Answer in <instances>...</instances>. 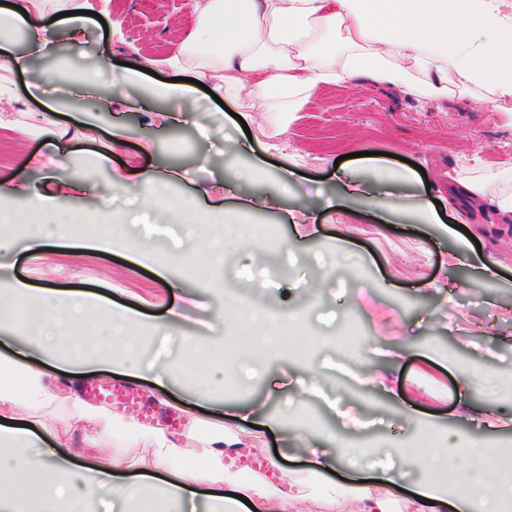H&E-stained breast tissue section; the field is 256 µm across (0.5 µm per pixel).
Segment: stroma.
<instances>
[{"label":"stroma","instance_id":"obj_1","mask_svg":"<svg viewBox=\"0 0 512 512\" xmlns=\"http://www.w3.org/2000/svg\"><path fill=\"white\" fill-rule=\"evenodd\" d=\"M190 9L189 0H116L111 20L124 42L90 23L75 34L63 31L58 53L32 58L26 70L0 67V88L17 95L0 112V124L14 129L0 137V178L25 164L51 169L56 149L68 151L87 181L78 232H108L118 243L109 253L49 248L13 261L0 251V279L94 291L140 311L146 323L167 322L143 338L142 364L160 354L175 359L194 338L231 358L255 357L263 370L212 398L197 396L185 381L163 390L148 374L92 375L82 383L83 400L114 389L112 412L123 407L119 392L134 389L151 419L177 438L223 414L237 435L233 455L284 487L309 466L294 449L300 436L327 456L340 444L359 449L360 471H330L339 484L371 483L386 461L402 464L403 497L429 478L428 460L415 455L425 442L479 439L511 449L512 430L491 432L470 420L488 406L512 416V392L503 385L512 378V226L494 203L512 192V127L477 98L421 105L396 89L365 84L319 90L289 124L247 100L223 108L198 88L181 104L179 124H171L162 112L172 74L162 61ZM106 52L114 62L108 72L97 68ZM127 63L141 71L114 90L113 77ZM104 99L111 102L106 112L99 109ZM55 103L64 132L56 148L38 135L46 106ZM116 123L122 131L114 139ZM145 174L165 181L167 197L194 196L210 224L229 214L263 228L264 236L225 238L227 262L220 266L203 258L192 266L163 264V255L181 251V232L127 199L126 178ZM344 175L365 185V194H346ZM459 181L485 185L483 209L452 198ZM389 193L408 197V205L378 211L374 200ZM422 196L436 201L434 216L418 210ZM469 235L496 263L494 277L449 266L450 253ZM132 240L146 244L147 256L127 250ZM257 250L274 254L276 266L255 263ZM242 306L289 312L306 345L278 352L230 345V337L245 336L231 318ZM492 320L505 342L483 334L482 324ZM454 364L482 374L466 415L455 396ZM270 378L279 387L273 397ZM13 415L89 461L144 454L142 444L75 421L57 403H20Z\"/></svg>","mask_w":512,"mask_h":512}]
</instances>
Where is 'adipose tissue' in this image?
<instances>
[{"mask_svg": "<svg viewBox=\"0 0 512 512\" xmlns=\"http://www.w3.org/2000/svg\"><path fill=\"white\" fill-rule=\"evenodd\" d=\"M502 2L193 0V27L168 65L175 73L191 70L207 78L224 100L252 99L275 114L300 111L324 87L365 81L399 89L422 104L476 93L501 109L512 126V110L503 106L512 100V14L502 12ZM52 14L44 0L0 5V59L26 67V57L13 51L21 34L32 54H56L59 24ZM201 31L209 32V39L199 40ZM84 183L62 153L52 170L36 176L25 166L0 184V197L22 198L41 216L27 248L111 251V237H75L55 220L64 200L80 198ZM17 331L39 358L0 351V411L20 401L33 407L52 403L50 367L76 385L89 369L106 377L146 370L160 385L175 374L192 379L202 396L212 391L211 370L224 366L222 353L193 343L176 362L142 368L137 348L143 327L137 313L82 290L1 282L0 333ZM65 402L78 421L113 428L135 443L148 441V455L136 461L113 457L90 468L71 450L40 448L30 428L0 423V512H101L107 498L123 512H189L200 485L209 490V512H239L246 500L257 512H297L307 487L330 498L342 496L359 512H388L397 499L401 473L391 466L375 485L339 488L324 478L333 464L325 457L315 468L296 473L284 490L226 465L234 438L222 421L177 439L161 428L142 432L74 393ZM448 451L473 458V466L455 469L448 486L440 479L442 465H435L434 480L417 492L414 512H439L448 502L456 512H497L512 501V475L476 466L487 449L458 443Z\"/></svg>", "mask_w": 512, "mask_h": 512, "instance_id": "adipose-tissue-1", "label": "adipose tissue"}]
</instances>
